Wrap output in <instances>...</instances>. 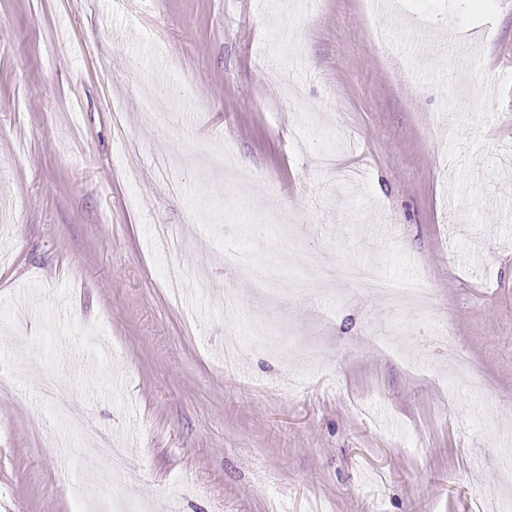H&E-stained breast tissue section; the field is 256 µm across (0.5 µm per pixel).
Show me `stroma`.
Masks as SVG:
<instances>
[{
  "label": "stroma",
  "mask_w": 512,
  "mask_h": 512,
  "mask_svg": "<svg viewBox=\"0 0 512 512\" xmlns=\"http://www.w3.org/2000/svg\"><path fill=\"white\" fill-rule=\"evenodd\" d=\"M241 254L277 269L278 300ZM351 263L420 279L443 321L325 274ZM1 311L0 512H82L71 484L140 512H496L512 0H0ZM72 397L124 477L85 457Z\"/></svg>",
  "instance_id": "35a3bbf8"
}]
</instances>
